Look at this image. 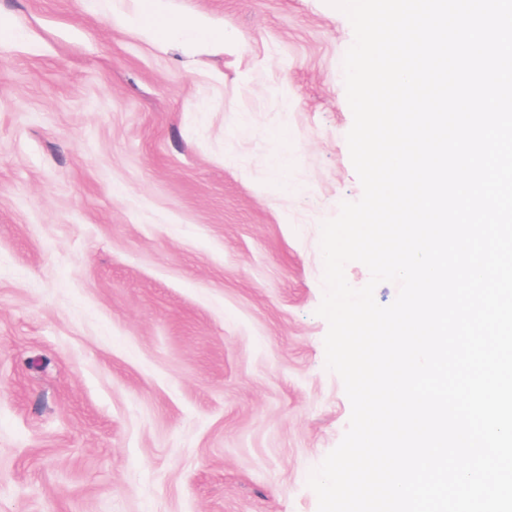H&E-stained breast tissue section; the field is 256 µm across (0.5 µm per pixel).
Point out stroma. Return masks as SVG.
Returning a JSON list of instances; mask_svg holds the SVG:
<instances>
[{"instance_id":"obj_1","label":"stroma","mask_w":512,"mask_h":512,"mask_svg":"<svg viewBox=\"0 0 512 512\" xmlns=\"http://www.w3.org/2000/svg\"><path fill=\"white\" fill-rule=\"evenodd\" d=\"M0 0V512H317L351 405L321 226L362 186L327 0ZM163 0H155L153 5V14L139 19L125 18L123 21L127 25H136L142 30L152 35H161L166 37L173 34L188 35L194 41H213L221 39L224 41L223 32L219 33L211 28L209 24L202 20L192 23H186L178 16L165 13L162 8Z\"/></svg>"}]
</instances>
